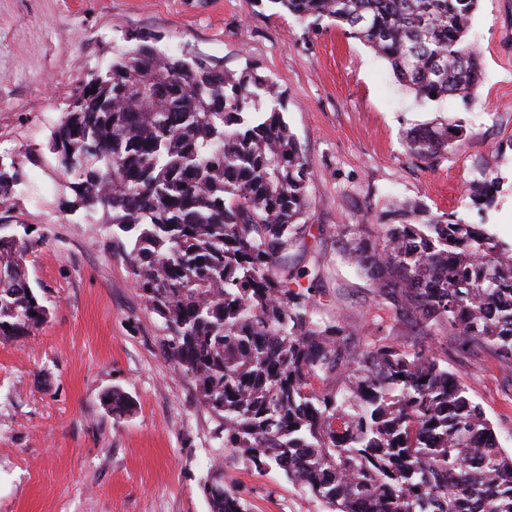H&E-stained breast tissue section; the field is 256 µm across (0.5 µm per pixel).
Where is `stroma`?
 <instances>
[{
  "mask_svg": "<svg viewBox=\"0 0 512 512\" xmlns=\"http://www.w3.org/2000/svg\"><path fill=\"white\" fill-rule=\"evenodd\" d=\"M135 33L235 73L258 66L310 166L307 251L288 258L323 265L315 318L365 340L432 348L511 451L512 367L488 347H460L448 328L426 336L389 318L369 281L340 262L337 232L374 223L399 197L512 245V0H479L469 38L483 81L472 103L425 111L333 21L310 28L259 0H0V161L27 174L11 221L43 238L27 266L51 310L34 334L0 342V512H209L201 487L217 460L249 512H323L277 468L255 470L223 449L111 234L59 206L63 176L47 150L55 124L87 72ZM438 118L463 119L466 133L430 167L410 156L405 132ZM486 177L494 201L480 207L465 190ZM115 387L133 400L117 419L102 401Z\"/></svg>",
  "mask_w": 512,
  "mask_h": 512,
  "instance_id": "35a3bbf8",
  "label": "stroma"
}]
</instances>
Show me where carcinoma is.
<instances>
[{
    "instance_id": "carcinoma-1",
    "label": "carcinoma",
    "mask_w": 512,
    "mask_h": 512,
    "mask_svg": "<svg viewBox=\"0 0 512 512\" xmlns=\"http://www.w3.org/2000/svg\"><path fill=\"white\" fill-rule=\"evenodd\" d=\"M267 2L309 25L336 21L421 104L469 99L481 82L468 39L478 0ZM135 40L82 80L53 129L50 152L67 178L60 203L112 231L222 447L259 471L282 470L329 512H512V451L432 349L366 342L314 319L319 259L306 269L284 260L305 246L309 164L281 104L268 102V80ZM139 94L146 104L131 106ZM463 134L459 120L426 123L405 140L431 164ZM25 182L21 164L0 168V341L50 315L27 267L39 240L7 225ZM492 187L471 186L472 203H490ZM386 217L344 225L340 260L393 318L445 325L511 366L512 248L417 202H392ZM105 403L116 418L132 408L117 389ZM203 492L210 512H247L221 466Z\"/></svg>"
}]
</instances>
